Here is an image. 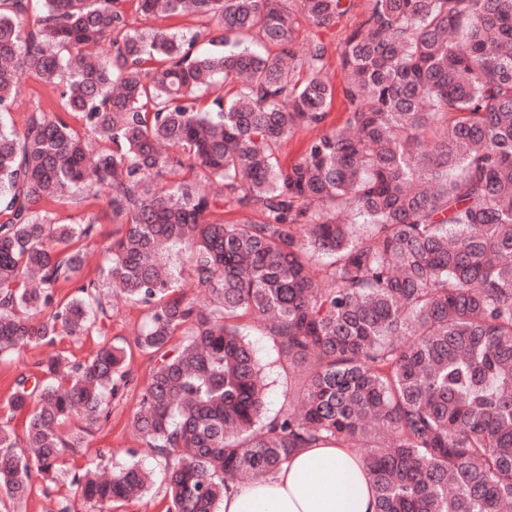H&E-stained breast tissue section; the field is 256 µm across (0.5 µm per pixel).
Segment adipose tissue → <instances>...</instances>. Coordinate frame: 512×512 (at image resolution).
<instances>
[{
  "label": "adipose tissue",
  "mask_w": 512,
  "mask_h": 512,
  "mask_svg": "<svg viewBox=\"0 0 512 512\" xmlns=\"http://www.w3.org/2000/svg\"><path fill=\"white\" fill-rule=\"evenodd\" d=\"M224 512H375V496L356 449L303 448L276 476L236 483L224 493Z\"/></svg>",
  "instance_id": "obj_1"
}]
</instances>
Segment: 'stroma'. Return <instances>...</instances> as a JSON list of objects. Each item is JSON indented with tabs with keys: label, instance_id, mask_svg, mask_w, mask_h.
I'll return each mask as SVG.
<instances>
[{
	"label": "stroma",
	"instance_id": "obj_1",
	"mask_svg": "<svg viewBox=\"0 0 512 512\" xmlns=\"http://www.w3.org/2000/svg\"><path fill=\"white\" fill-rule=\"evenodd\" d=\"M367 0H353L350 13L339 24L326 28H316L308 23H301L299 33L302 39H320L328 48L326 68L335 84H342L343 78L339 68V55L342 51L346 34L358 25L365 14ZM347 114L343 95H335L328 116L319 126L304 127L297 130L282 146L280 159L290 164L303 153L306 143L324 133L325 129L341 126ZM54 212L61 222L68 223L78 219L80 214L95 215L99 232L90 245L88 264L85 274H95L98 266L107 258V248L112 241L116 229L112 222L105 197L88 200L82 208L55 205ZM112 320L107 336L90 334L80 338L69 336L57 337L53 345H32L24 348L20 354L10 358H0V403L6 401L11 393L15 379L22 374H35L39 371L42 360L54 354H61L71 361L81 362L96 354L104 340L132 341L134 332L144 319L143 310L134 304L125 302L122 297H114ZM249 339L256 350L257 357L268 376L266 409L276 413L288 395L290 380L280 368L277 349L270 336L258 331H251ZM153 362L149 355L133 351L130 369L133 383L120 399L112 404V414L105 426L92 434L86 441L82 453L69 460L72 470H80L87 459L95 457L103 449H111L114 466H122L129 462V449L139 451V457L145 464H152L153 459L147 451L141 450L140 442L129 429L130 420L135 413L140 393L148 382ZM69 507L71 512H97L96 506L85 503L74 493L69 483H61L52 490H44L41 481H34L30 495L23 501L18 512H60L62 507Z\"/></svg>",
	"mask_w": 512,
	"mask_h": 512
}]
</instances>
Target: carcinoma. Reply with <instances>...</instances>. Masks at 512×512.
Returning a JSON list of instances; mask_svg holds the SVG:
<instances>
[{
	"label": "carcinoma",
	"instance_id": "cac0c4a2",
	"mask_svg": "<svg viewBox=\"0 0 512 512\" xmlns=\"http://www.w3.org/2000/svg\"><path fill=\"white\" fill-rule=\"evenodd\" d=\"M122 2L0 0V356L105 335L120 289L155 357L130 427L164 464L65 470L130 385L127 344L106 341L16 380L26 419L0 424V503L65 477L101 508L158 481L168 512H220L229 484L322 442L363 449L375 512H505L512 0H368L339 57L347 119L290 166L283 142L336 91L326 45L296 49V14L326 28L352 0H134L205 19L178 31L129 26ZM27 74L60 88L62 112L37 104L19 132L3 117ZM102 190L121 236L85 277L96 217L61 223L45 204ZM223 208L245 218L207 219ZM246 320L292 375L273 415Z\"/></svg>",
	"mask_w": 512,
	"mask_h": 512
}]
</instances>
